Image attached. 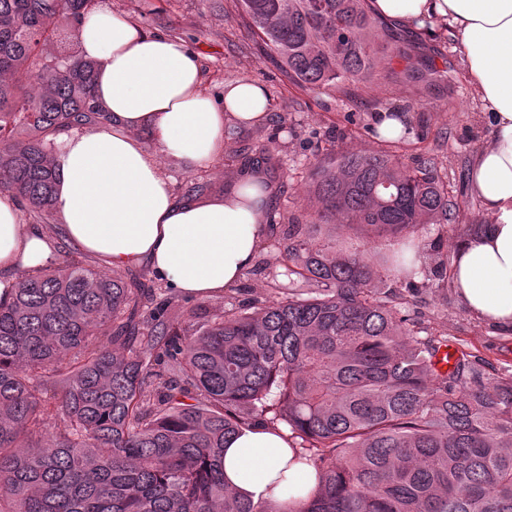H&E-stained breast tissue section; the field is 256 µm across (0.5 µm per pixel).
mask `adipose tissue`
Segmentation results:
<instances>
[{"label":"adipose tissue","mask_w":512,"mask_h":512,"mask_svg":"<svg viewBox=\"0 0 512 512\" xmlns=\"http://www.w3.org/2000/svg\"><path fill=\"white\" fill-rule=\"evenodd\" d=\"M370 7L404 25L433 17L460 36L467 75L489 115L488 142L471 162V191L491 221L458 246L454 292L467 313L512 330V0H371ZM76 32L81 57L95 65V100L112 122L56 137L58 226L20 224L18 198L0 192V296L8 297L18 275L51 263L60 240L115 268L147 266L189 297L224 293L269 232L267 195L249 185L231 196L177 198L159 157L204 167L223 152L230 126L267 120L265 88L230 83L214 101L186 41L145 31L105 6L77 21ZM145 135L158 153L143 147ZM224 482L253 505L297 512L318 476L296 460L289 431L249 423L225 444Z\"/></svg>","instance_id":"obj_1"}]
</instances>
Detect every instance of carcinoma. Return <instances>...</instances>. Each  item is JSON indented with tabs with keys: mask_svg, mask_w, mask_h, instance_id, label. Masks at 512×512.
I'll return each instance as SVG.
<instances>
[{
	"mask_svg": "<svg viewBox=\"0 0 512 512\" xmlns=\"http://www.w3.org/2000/svg\"><path fill=\"white\" fill-rule=\"evenodd\" d=\"M95 0H0V191L52 211L55 137L110 121L74 22ZM301 87L364 81L413 45L368 0H240ZM448 70L397 76L398 92ZM318 221L367 228L340 246L289 224L280 300L195 328L155 291L78 263L0 299V512H272L224 485V443L248 421L287 429L318 487L298 512H512V373L484 380L407 311L412 271L384 280L378 240L457 214L436 163L384 151L320 158ZM59 393L43 399L48 379ZM60 421L56 432L46 425Z\"/></svg>",
	"mask_w": 512,
	"mask_h": 512,
	"instance_id": "carcinoma-1",
	"label": "carcinoma"
}]
</instances>
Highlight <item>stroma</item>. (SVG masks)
<instances>
[{"label":"stroma","mask_w":512,"mask_h":512,"mask_svg":"<svg viewBox=\"0 0 512 512\" xmlns=\"http://www.w3.org/2000/svg\"><path fill=\"white\" fill-rule=\"evenodd\" d=\"M114 14L150 31L184 39L201 57L205 86L211 95L223 93L225 84L252 81L265 87L268 96L267 122L240 129L226 141L224 152L206 167L186 170L174 158L160 161L170 176L177 196H186L196 183L205 184V196L231 190V175L240 169L242 153L257 154L270 146L283 157L285 167L269 170V211L289 218L294 224H309L318 203L312 191L316 160L313 151L329 132H339L333 150H386L408 164L420 153L431 155L443 180L458 187L455 200L460 208V229L488 223L479 200L467 191L470 164L488 137V120L464 69L460 41L450 31L430 37L415 33L422 53L433 57L437 68H450V81L422 83L415 87V103L407 105L388 83L375 90L357 92L354 83L340 90L327 87H298L288 83L276 64L260 46L242 15L239 0H102ZM402 113L413 130L402 140L382 142L374 134L380 113ZM439 252L454 255L460 242L458 232L439 234L427 225L383 242L376 270L382 278L396 275L393 257L404 246H418L423 264H430L431 242ZM283 227L274 223L252 266L235 288L208 299L171 296L148 267L125 268L122 278L135 277L157 288L158 299L174 297L185 308H200L203 315L223 314L234 304H249L281 298L285 263L281 256ZM411 315L433 335L447 337L449 344L479 359L486 377L512 371V334L502 335L469 315L458 304L451 280L430 278L425 288L411 298Z\"/></svg>","instance_id":"obj_1"}]
</instances>
